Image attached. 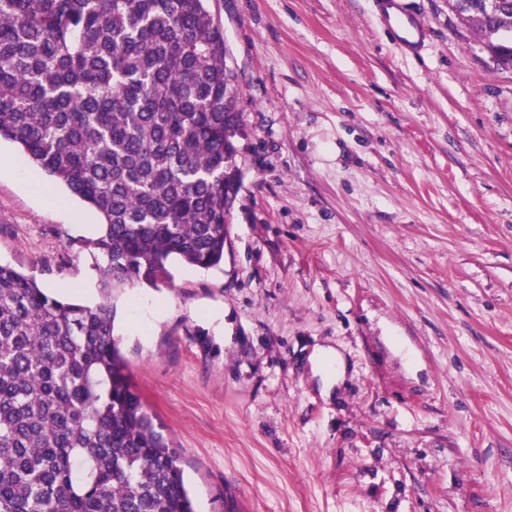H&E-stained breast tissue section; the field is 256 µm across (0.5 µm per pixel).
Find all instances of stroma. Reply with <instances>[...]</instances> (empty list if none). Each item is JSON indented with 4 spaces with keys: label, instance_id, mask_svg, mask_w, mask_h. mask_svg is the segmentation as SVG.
I'll use <instances>...</instances> for the list:
<instances>
[{
    "label": "stroma",
    "instance_id": "stroma-1",
    "mask_svg": "<svg viewBox=\"0 0 512 512\" xmlns=\"http://www.w3.org/2000/svg\"><path fill=\"white\" fill-rule=\"evenodd\" d=\"M405 3L416 57L373 0H209L242 117L220 266L104 293L101 216L0 141V263L110 300L196 512H512V67ZM401 0H378L377 4L385 29L395 44L405 53L414 55L427 40V30L415 13Z\"/></svg>",
    "mask_w": 512,
    "mask_h": 512
}]
</instances>
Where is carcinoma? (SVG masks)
Wrapping results in <instances>:
<instances>
[{"instance_id":"obj_1","label":"carcinoma","mask_w":512,"mask_h":512,"mask_svg":"<svg viewBox=\"0 0 512 512\" xmlns=\"http://www.w3.org/2000/svg\"><path fill=\"white\" fill-rule=\"evenodd\" d=\"M448 7L512 66V4ZM225 55L206 0H0V141L101 215L103 287L224 261L241 122ZM0 512H194L112 304L2 264Z\"/></svg>"}]
</instances>
